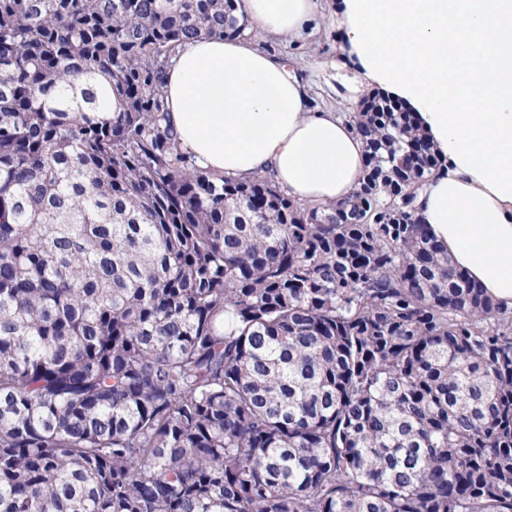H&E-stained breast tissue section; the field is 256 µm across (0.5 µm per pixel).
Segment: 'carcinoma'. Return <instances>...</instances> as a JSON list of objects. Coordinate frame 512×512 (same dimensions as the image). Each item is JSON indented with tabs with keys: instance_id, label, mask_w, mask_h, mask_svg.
I'll list each match as a JSON object with an SVG mask.
<instances>
[{
	"instance_id": "cac0c4a2",
	"label": "carcinoma",
	"mask_w": 512,
	"mask_h": 512,
	"mask_svg": "<svg viewBox=\"0 0 512 512\" xmlns=\"http://www.w3.org/2000/svg\"><path fill=\"white\" fill-rule=\"evenodd\" d=\"M235 2L0 0V512H512V309L419 224L411 113H349L340 204L179 146Z\"/></svg>"
}]
</instances>
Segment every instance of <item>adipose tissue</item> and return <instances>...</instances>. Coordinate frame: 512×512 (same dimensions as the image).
Returning a JSON list of instances; mask_svg holds the SVG:
<instances>
[{
  "instance_id": "obj_1",
  "label": "adipose tissue",
  "mask_w": 512,
  "mask_h": 512,
  "mask_svg": "<svg viewBox=\"0 0 512 512\" xmlns=\"http://www.w3.org/2000/svg\"><path fill=\"white\" fill-rule=\"evenodd\" d=\"M260 33L296 38L319 0H241ZM348 58L413 114L440 170L420 224L457 270L512 309V0H343ZM183 150L216 175H263L300 203H340L365 177L345 114L311 112L301 71L253 42L201 36L166 77Z\"/></svg>"
}]
</instances>
